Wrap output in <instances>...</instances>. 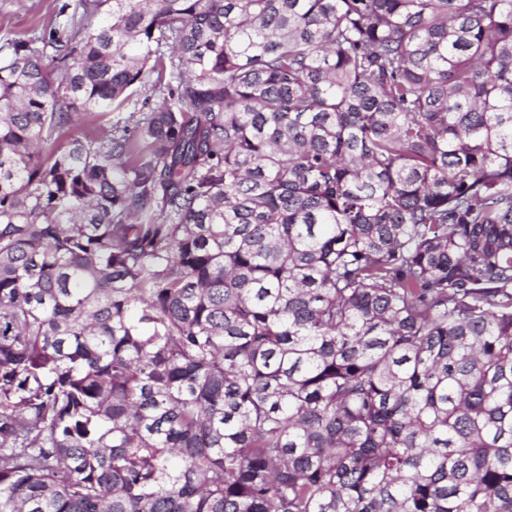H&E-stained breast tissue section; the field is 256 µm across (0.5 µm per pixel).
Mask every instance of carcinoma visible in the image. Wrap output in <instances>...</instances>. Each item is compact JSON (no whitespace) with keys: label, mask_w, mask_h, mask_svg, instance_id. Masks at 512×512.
Returning a JSON list of instances; mask_svg holds the SVG:
<instances>
[{"label":"carcinoma","mask_w":512,"mask_h":512,"mask_svg":"<svg viewBox=\"0 0 512 512\" xmlns=\"http://www.w3.org/2000/svg\"><path fill=\"white\" fill-rule=\"evenodd\" d=\"M110 2L0 61V512H512V0ZM155 76L151 77L145 84V87L138 88L129 103L120 113L112 114V123L121 119L120 125L134 126L142 122L153 108L161 105L164 98H167V91L165 88H160L159 85H154Z\"/></svg>","instance_id":"cac0c4a2"}]
</instances>
